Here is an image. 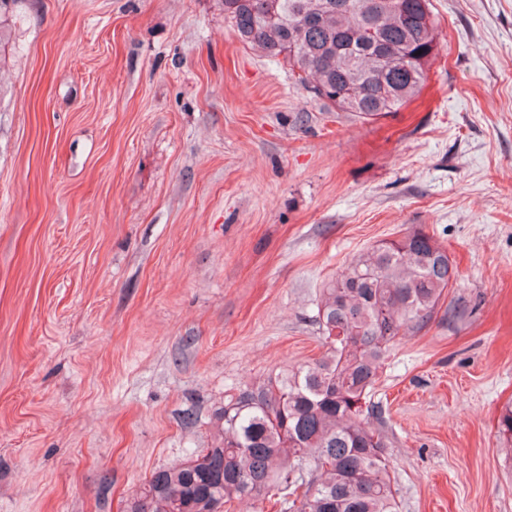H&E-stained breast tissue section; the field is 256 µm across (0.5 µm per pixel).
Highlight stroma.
I'll use <instances>...</instances> for the list:
<instances>
[{
    "label": "stroma",
    "instance_id": "obj_1",
    "mask_svg": "<svg viewBox=\"0 0 512 512\" xmlns=\"http://www.w3.org/2000/svg\"><path fill=\"white\" fill-rule=\"evenodd\" d=\"M375 121L244 48L221 0L0 19V512H122L211 446L224 391L323 351L322 282L423 228L458 278L370 397L400 512H512V0H432Z\"/></svg>",
    "mask_w": 512,
    "mask_h": 512
}]
</instances>
